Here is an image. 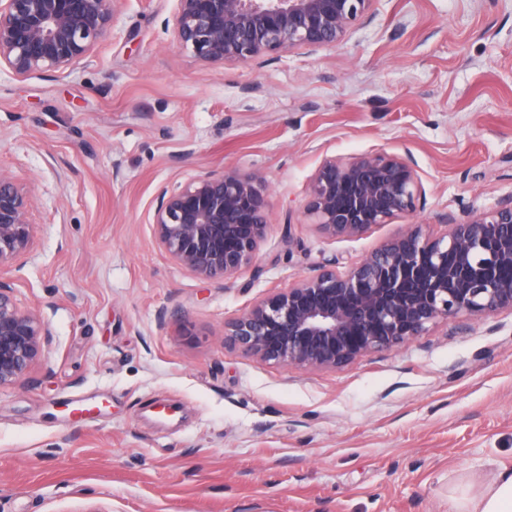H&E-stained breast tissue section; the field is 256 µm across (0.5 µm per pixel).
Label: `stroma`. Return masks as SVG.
Returning a JSON list of instances; mask_svg holds the SVG:
<instances>
[{
  "label": "stroma",
  "instance_id": "stroma-1",
  "mask_svg": "<svg viewBox=\"0 0 512 512\" xmlns=\"http://www.w3.org/2000/svg\"><path fill=\"white\" fill-rule=\"evenodd\" d=\"M178 0H120L72 69H0V171L34 245L0 269L50 336L0 389V512H448L512 467V313L454 318L336 370L232 346L274 290L409 224L445 235L512 195V0H373L335 47L198 59ZM409 155L413 216L324 235L327 158ZM260 175L253 260L204 280L159 245L160 189Z\"/></svg>",
  "mask_w": 512,
  "mask_h": 512
}]
</instances>
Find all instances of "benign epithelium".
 <instances>
[{"label": "benign epithelium", "mask_w": 512, "mask_h": 512, "mask_svg": "<svg viewBox=\"0 0 512 512\" xmlns=\"http://www.w3.org/2000/svg\"><path fill=\"white\" fill-rule=\"evenodd\" d=\"M119 0H0V65L17 76L65 71L88 58L112 26ZM372 0H178L174 38L206 62L247 63L298 47L334 46L363 20ZM258 178L234 170L161 190L153 224L161 247L181 266L224 280L248 264L267 224ZM422 192L396 154L328 158L313 176L307 211L333 238H354L410 215ZM31 198L0 173V267L32 245ZM432 238L418 227L386 242L343 272L324 267L255 303L228 324L245 353L283 366L341 368L391 348L448 318L512 312V195L489 212ZM49 329L22 310L0 279V388L28 374Z\"/></svg>", "instance_id": "benign-epithelium-1"}]
</instances>
